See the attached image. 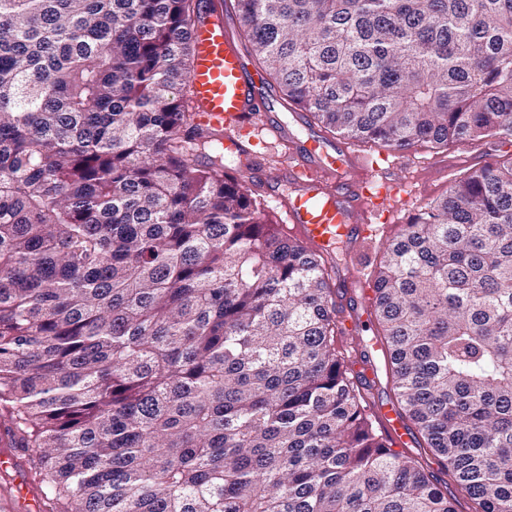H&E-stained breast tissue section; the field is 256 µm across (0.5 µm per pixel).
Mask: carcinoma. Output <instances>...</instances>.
<instances>
[{
  "instance_id": "cac0c4a2",
  "label": "carcinoma",
  "mask_w": 512,
  "mask_h": 512,
  "mask_svg": "<svg viewBox=\"0 0 512 512\" xmlns=\"http://www.w3.org/2000/svg\"><path fill=\"white\" fill-rule=\"evenodd\" d=\"M202 0H0V409L40 512H458L372 422L321 254L195 121ZM290 104L408 149L512 137V0H235ZM398 409L512 512V158L385 241Z\"/></svg>"
}]
</instances>
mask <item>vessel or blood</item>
<instances>
[{
    "label": "vessel or blood",
    "instance_id": "vessel-or-blood-1",
    "mask_svg": "<svg viewBox=\"0 0 512 512\" xmlns=\"http://www.w3.org/2000/svg\"><path fill=\"white\" fill-rule=\"evenodd\" d=\"M191 38L194 65L190 84L199 122L214 128L246 127L258 113L268 115V92L249 76L220 0H204ZM275 176L287 180L291 187L280 205L293 234L313 251L324 253L331 242L337 241L347 252L355 253L373 236L366 217L371 210L383 208L387 198L373 193L371 173L345 149L330 151L317 142L308 148L294 146L290 163L278 169ZM337 292L339 322L350 330L361 325L360 310L374 295L372 284L349 267L337 283ZM378 418L393 447L413 446L412 432L396 408L380 407ZM9 440L8 431L1 429L0 469L12 471L13 481L11 487L0 491V512H16L21 505L28 512H37V484L25 463L8 450Z\"/></svg>",
    "mask_w": 512,
    "mask_h": 512
}]
</instances>
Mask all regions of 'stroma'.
<instances>
[{
    "mask_svg": "<svg viewBox=\"0 0 512 512\" xmlns=\"http://www.w3.org/2000/svg\"><path fill=\"white\" fill-rule=\"evenodd\" d=\"M274 111L298 142H305L314 133L322 135L327 141L336 139L335 134L324 131L310 113L297 106L284 104L282 99H275ZM258 136L255 130L240 132L243 150L240 155L228 161V174L246 180L270 218L279 223L283 215L272 195L287 192L288 187L284 184H267L257 178L256 173L260 170L275 171L286 165L288 158L283 146L271 139L259 141ZM347 146L363 162L380 164V177L402 186L403 200L383 219L393 234L408 224L419 210L444 195L452 182L471 172L472 158H484L494 164L512 158V142L495 137L441 148L423 143L408 150H394L377 143L352 140L348 141Z\"/></svg>",
    "mask_w": 512,
    "mask_h": 512,
    "instance_id": "stroma-1",
    "label": "stroma"
}]
</instances>
